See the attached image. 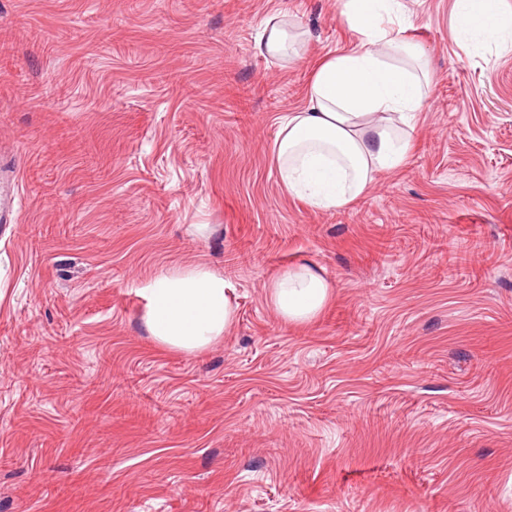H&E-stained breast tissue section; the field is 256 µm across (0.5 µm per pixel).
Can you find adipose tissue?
Wrapping results in <instances>:
<instances>
[{"label": "adipose tissue", "instance_id": "obj_1", "mask_svg": "<svg viewBox=\"0 0 512 512\" xmlns=\"http://www.w3.org/2000/svg\"><path fill=\"white\" fill-rule=\"evenodd\" d=\"M465 40H498L511 28L492 0H455ZM401 0H340L338 17L361 37L358 50L320 61L305 104L279 120L272 162L288 194L312 209L331 210L362 198L377 176L402 166L408 135L424 99V74L396 55L419 59L402 27ZM308 31L283 10L268 13L257 52L288 66L301 55ZM142 322L156 343L189 355L223 339L235 321L233 290L205 263L177 265L147 281ZM332 296L308 267L277 275L268 299L286 321L314 320Z\"/></svg>", "mask_w": 512, "mask_h": 512}]
</instances>
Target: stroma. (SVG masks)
Listing matches in <instances>:
<instances>
[{
    "instance_id": "obj_1",
    "label": "stroma",
    "mask_w": 512,
    "mask_h": 512,
    "mask_svg": "<svg viewBox=\"0 0 512 512\" xmlns=\"http://www.w3.org/2000/svg\"><path fill=\"white\" fill-rule=\"evenodd\" d=\"M403 3L407 160L319 211L271 150L357 42L338 0H0V512H512V47ZM279 9L285 69L254 50ZM201 260L235 323L161 348L137 290ZM300 266L333 299L293 324L267 292ZM308 36V31L297 26L288 12L278 10L264 17L255 48L260 55L280 67H288V64L301 56V46Z\"/></svg>"
}]
</instances>
